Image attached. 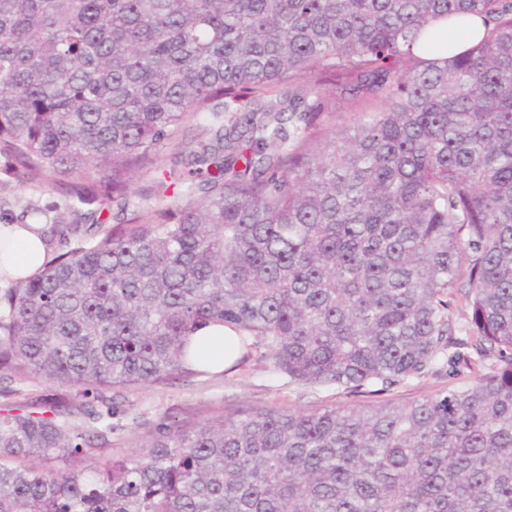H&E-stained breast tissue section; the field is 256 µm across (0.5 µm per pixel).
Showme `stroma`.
<instances>
[{
  "mask_svg": "<svg viewBox=\"0 0 512 512\" xmlns=\"http://www.w3.org/2000/svg\"><path fill=\"white\" fill-rule=\"evenodd\" d=\"M155 172L137 173L134 193L129 200H108L96 205L95 218L102 228L118 223L124 207H153L158 201ZM78 203L51 185L31 183L13 174L0 157V219L19 221L30 208L43 210L47 222L74 223ZM453 378L445 373L393 386L381 393L347 394L333 387L301 386L288 377L274 374L260 361L251 359L240 367L174 381L167 385L127 389L121 399V412L112 419V442L91 452L92 466L104 467L113 457L135 451L140 441L157 424L178 419L202 421L213 416L257 407H278L314 411L336 405L401 403L448 389Z\"/></svg>",
  "mask_w": 512,
  "mask_h": 512,
  "instance_id": "1",
  "label": "stroma"
}]
</instances>
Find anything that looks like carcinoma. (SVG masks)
<instances>
[{"label":"carcinoma","mask_w":512,"mask_h":512,"mask_svg":"<svg viewBox=\"0 0 512 512\" xmlns=\"http://www.w3.org/2000/svg\"><path fill=\"white\" fill-rule=\"evenodd\" d=\"M468 15L477 45L416 51ZM336 97L375 110L316 149ZM221 112L171 200L0 295V371L88 405L0 410V512H512V0H0V156L28 180L126 200ZM209 325L302 385L457 383L161 423L96 475L23 464L108 442L103 392L199 374Z\"/></svg>","instance_id":"carcinoma-1"}]
</instances>
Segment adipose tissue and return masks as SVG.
<instances>
[{
    "label": "adipose tissue",
    "mask_w": 512,
    "mask_h": 512,
    "mask_svg": "<svg viewBox=\"0 0 512 512\" xmlns=\"http://www.w3.org/2000/svg\"><path fill=\"white\" fill-rule=\"evenodd\" d=\"M480 19L461 22L439 20L433 24L437 57L469 48L483 35ZM39 224H0V281L19 282L40 269L47 259V245ZM237 334L224 327H206L195 340L196 360L214 372L231 368L240 357Z\"/></svg>",
    "instance_id": "ef3b65f1"
}]
</instances>
